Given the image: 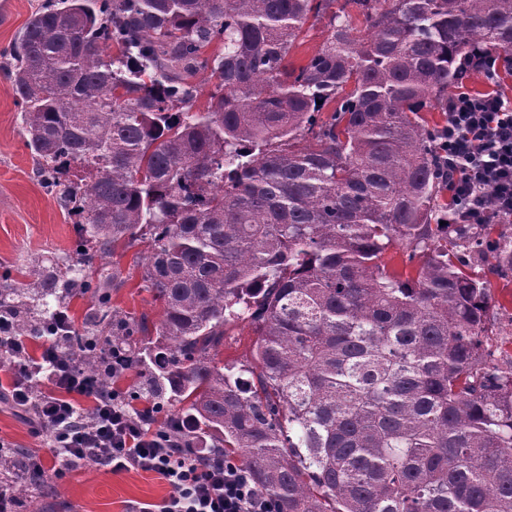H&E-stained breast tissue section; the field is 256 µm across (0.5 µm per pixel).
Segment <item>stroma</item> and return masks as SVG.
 I'll return each instance as SVG.
<instances>
[{"label": "stroma", "mask_w": 512, "mask_h": 512, "mask_svg": "<svg viewBox=\"0 0 512 512\" xmlns=\"http://www.w3.org/2000/svg\"><path fill=\"white\" fill-rule=\"evenodd\" d=\"M27 135L16 103L10 77L0 71V286L21 282L28 276L47 279L79 269V250L85 240L75 216L61 206L55 192L40 181L38 160L26 145ZM146 244L117 249L114 257L96 259L95 268L109 272L119 268L122 287L113 289L111 304L118 314L146 315L158 322L161 308L141 281ZM490 281L495 318L492 342L501 361L512 360V272L485 269ZM33 316L46 318L57 310L68 312L80 334L92 333L91 300L80 294L63 298L30 297ZM256 340L254 325L242 322L227 327L220 357L228 365L251 362ZM29 411L0 400V448H26L43 454L50 439L48 430L34 431ZM54 488L53 499L22 497L13 512H126L137 503H155L167 496L169 486L154 474L131 470L111 473L93 464L47 472Z\"/></svg>", "instance_id": "stroma-1"}]
</instances>
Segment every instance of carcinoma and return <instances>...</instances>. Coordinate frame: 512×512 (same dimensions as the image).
I'll return each instance as SVG.
<instances>
[{"instance_id": "obj_1", "label": "carcinoma", "mask_w": 512, "mask_h": 512, "mask_svg": "<svg viewBox=\"0 0 512 512\" xmlns=\"http://www.w3.org/2000/svg\"><path fill=\"white\" fill-rule=\"evenodd\" d=\"M475 47L512 74V0H44L0 51L27 146L88 250L148 244L161 306L152 330L119 319L120 271L83 275L79 368L109 393L113 359L146 368L185 415L132 417L209 437L197 451L275 512H512V362L491 349L487 282L463 271H512V234L440 224V131L421 116L448 111ZM393 248L416 277L388 269ZM33 291L57 283L0 288V309L41 334ZM246 321L254 363L226 365L224 329ZM0 486L53 496L24 448L0 450ZM327 19L311 20L306 31L299 37L288 56V62L293 67L304 65L310 56L321 47L327 36Z\"/></svg>"}]
</instances>
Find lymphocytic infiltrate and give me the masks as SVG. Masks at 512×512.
Returning <instances> with one entry per match:
<instances>
[{
    "mask_svg": "<svg viewBox=\"0 0 512 512\" xmlns=\"http://www.w3.org/2000/svg\"><path fill=\"white\" fill-rule=\"evenodd\" d=\"M441 151L448 160L452 224H482L494 218L512 223V99L491 91L458 89L448 98V123ZM71 328L67 311L55 316L52 336L39 357L28 354V339L0 320V350L18 356L8 372L7 393L19 407L37 403L38 428L53 435L44 457L65 467L92 463L110 472L137 470L159 476L170 494L135 512H271V503L252 487L248 474L223 457L202 459L135 421L116 397H103L91 376L60 350ZM45 377L49 388L34 398L31 384Z\"/></svg>",
    "mask_w": 512,
    "mask_h": 512,
    "instance_id": "lymphocytic-infiltrate-1",
    "label": "lymphocytic infiltrate"
}]
</instances>
